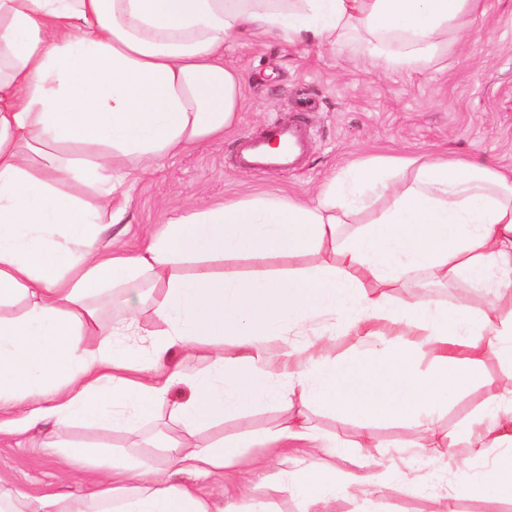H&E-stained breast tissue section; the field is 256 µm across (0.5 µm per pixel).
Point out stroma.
Instances as JSON below:
<instances>
[{
    "instance_id": "1",
    "label": "stroma",
    "mask_w": 512,
    "mask_h": 512,
    "mask_svg": "<svg viewBox=\"0 0 512 512\" xmlns=\"http://www.w3.org/2000/svg\"><path fill=\"white\" fill-rule=\"evenodd\" d=\"M224 64L239 72L241 110L223 138L198 142L166 156L127 185V229L120 244L142 248L147 230L200 203L221 204L270 193L311 199L334 174L379 157L452 156L497 169H512V0H484L477 30L448 35V52L425 70L388 71L374 66L354 46L288 43L260 33L234 36L224 49ZM312 101L303 119L311 148L289 173L260 175L236 165L239 136L260 135L268 121L287 116L298 98ZM512 382V366L492 359L482 379L458 391L443 409L438 430L453 450L454 466L416 455L406 443L410 430L380 424L374 472L417 479L434 476L459 489L489 467L474 457L461 429L481 413L486 398ZM285 416L276 404L244 419L190 439L203 446L221 436L261 434ZM166 411L144 428L103 430L79 426L65 440L100 441L127 450L147 466H162L156 441L178 437ZM99 470L81 463L61 466L38 433L0 435V482L35 496L63 493L86 496ZM434 494L402 495L396 487L339 502L336 512H435Z\"/></svg>"
}]
</instances>
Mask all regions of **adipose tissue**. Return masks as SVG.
<instances>
[{"label": "adipose tissue", "mask_w": 512, "mask_h": 512, "mask_svg": "<svg viewBox=\"0 0 512 512\" xmlns=\"http://www.w3.org/2000/svg\"><path fill=\"white\" fill-rule=\"evenodd\" d=\"M481 0H0V409L28 402L16 431L56 436L77 424L139 429L157 409L187 436L225 416L277 404L288 415L261 441L284 455L313 448L345 457L295 403L360 421L371 459L374 421H403L416 448L437 453V413L450 392L478 382L493 357L512 362V316L474 317L417 299L397 307L382 291L415 269L441 282L512 293V169L447 157L378 159L329 180L311 201L255 196L169 218L130 253L111 231L127 213L126 161L161 157L222 138L240 109L241 78L224 65L227 38L252 31L288 42L344 44L385 70L414 72L445 54L449 31L470 32ZM387 205L350 235L340 227L377 200ZM332 253L330 263L250 274L215 262ZM195 265L192 274L176 271ZM120 301L122 314L103 306ZM24 302L18 315L7 307ZM149 303L157 329L140 324ZM319 327L352 336L336 356L294 346ZM145 337L146 347L129 345ZM435 366L416 372L413 342ZM179 349L207 362L167 366ZM183 385L189 395L170 397ZM475 457L512 445V388L489 396L464 430ZM63 462L103 474L86 499L31 498L0 488V512H241L176 482L179 474L233 478L234 441L165 447L159 468L103 456L99 445H53ZM387 477L313 461L271 475L248 512L279 494L302 512H336L354 487L379 492ZM497 512L512 497V459L472 481Z\"/></svg>", "instance_id": "adipose-tissue-1"}]
</instances>
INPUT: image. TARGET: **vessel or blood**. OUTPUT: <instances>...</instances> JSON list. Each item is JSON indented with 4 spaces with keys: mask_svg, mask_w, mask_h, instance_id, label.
<instances>
[{
    "mask_svg": "<svg viewBox=\"0 0 512 512\" xmlns=\"http://www.w3.org/2000/svg\"><path fill=\"white\" fill-rule=\"evenodd\" d=\"M308 109V103L299 102L294 117L269 123L260 137L242 136L237 149L239 168L264 174L294 169L308 145L307 129L300 119Z\"/></svg>",
    "mask_w": 512,
    "mask_h": 512,
    "instance_id": "obj_1",
    "label": "vessel or blood"
}]
</instances>
